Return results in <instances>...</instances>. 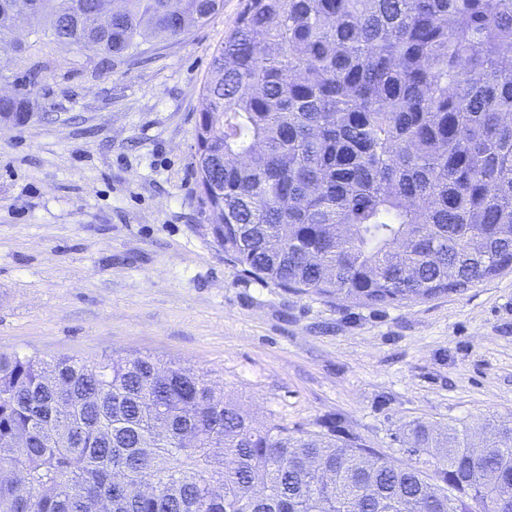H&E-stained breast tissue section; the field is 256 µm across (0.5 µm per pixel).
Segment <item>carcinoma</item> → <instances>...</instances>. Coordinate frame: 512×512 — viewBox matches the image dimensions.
I'll use <instances>...</instances> for the list:
<instances>
[{
	"label": "carcinoma",
	"instance_id": "cac0c4a2",
	"mask_svg": "<svg viewBox=\"0 0 512 512\" xmlns=\"http://www.w3.org/2000/svg\"><path fill=\"white\" fill-rule=\"evenodd\" d=\"M0 0L30 112L52 42L112 62L182 33L169 0ZM205 24L223 0H179ZM32 25L25 46L14 21ZM201 95L195 167L224 252L258 279L368 305L512 267V0H245ZM493 453H468L476 430ZM434 478L335 431L255 423L147 356L0 353V512H512V417L411 428Z\"/></svg>",
	"mask_w": 512,
	"mask_h": 512
}]
</instances>
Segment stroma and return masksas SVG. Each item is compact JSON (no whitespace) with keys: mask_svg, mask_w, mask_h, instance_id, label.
I'll list each match as a JSON object with an SVG mask.
<instances>
[{"mask_svg":"<svg viewBox=\"0 0 512 512\" xmlns=\"http://www.w3.org/2000/svg\"><path fill=\"white\" fill-rule=\"evenodd\" d=\"M242 5L109 65L45 48L32 119L0 124V351L175 361L260 422H327L422 466L403 426L512 416V269L367 306L280 288L226 255L193 155L200 89Z\"/></svg>","mask_w":512,"mask_h":512,"instance_id":"1","label":"stroma"}]
</instances>
